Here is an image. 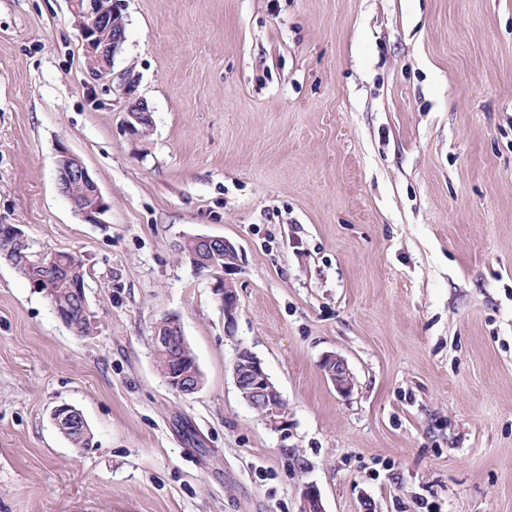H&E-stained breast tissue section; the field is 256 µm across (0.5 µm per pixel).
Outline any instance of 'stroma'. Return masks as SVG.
I'll return each instance as SVG.
<instances>
[{"mask_svg": "<svg viewBox=\"0 0 512 512\" xmlns=\"http://www.w3.org/2000/svg\"><path fill=\"white\" fill-rule=\"evenodd\" d=\"M125 131L66 0H0V224L86 269L79 337L0 259V512H512V0H125ZM109 209L58 191L60 149ZM238 258L234 338L182 253ZM178 316L203 376L152 348ZM288 409L266 425L237 346ZM343 357L350 396L321 358ZM78 409L74 448L50 421ZM123 94L127 98L125 104L126 119L125 130L133 140H139L146 137L152 127L151 111L142 98H132L136 87V78L130 70H125L119 74ZM154 350L157 353L159 367L171 360L163 376L169 388L178 395L187 396L196 393L202 385V373L192 350L185 338L182 324L175 315H168L157 324L153 336ZM241 397L274 429L288 422L286 404L261 360L248 348L238 347L232 367Z\"/></svg>", "mask_w": 512, "mask_h": 512, "instance_id": "obj_1", "label": "stroma"}]
</instances>
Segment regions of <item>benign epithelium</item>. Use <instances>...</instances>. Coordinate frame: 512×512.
<instances>
[{
	"instance_id": "obj_1",
	"label": "benign epithelium",
	"mask_w": 512,
	"mask_h": 512,
	"mask_svg": "<svg viewBox=\"0 0 512 512\" xmlns=\"http://www.w3.org/2000/svg\"><path fill=\"white\" fill-rule=\"evenodd\" d=\"M70 10L79 28L80 44L87 75L93 80H103L113 75L115 59L126 41V20L121 0H69ZM125 98V130L133 140L148 135L152 127L151 111L142 98H132L136 78L131 71L120 73ZM56 182L61 193L73 204L88 224L103 223L108 210L99 186L84 161L76 154L63 149L56 161ZM82 194L90 199L85 204L77 201ZM0 238L8 251L21 259L30 254L31 245L23 231L15 224H1ZM193 243L186 249L189 260L196 269H208L213 279L212 291L224 312L225 336L234 337L238 298L231 282L224 278V271L231 266L227 259L237 256L235 246L228 240L209 235H194L185 240ZM61 268L72 282L71 291L85 297V282L80 278L78 262H69L53 253L39 260L30 286L45 296L56 292L54 283L46 272ZM154 350L163 353L175 367H167L163 376L169 388L178 395L196 393L202 385V373L185 338L182 324L175 315H168L157 324L153 336ZM320 368L331 382L336 393L347 397L353 389V378L346 361L335 354L325 355ZM233 378L241 397L266 423L279 429L287 423V408L261 360L249 349H237L232 367ZM50 420L61 434L87 430L82 414L73 406L62 404L52 409ZM300 512H324L319 491L308 486L303 491Z\"/></svg>"
}]
</instances>
